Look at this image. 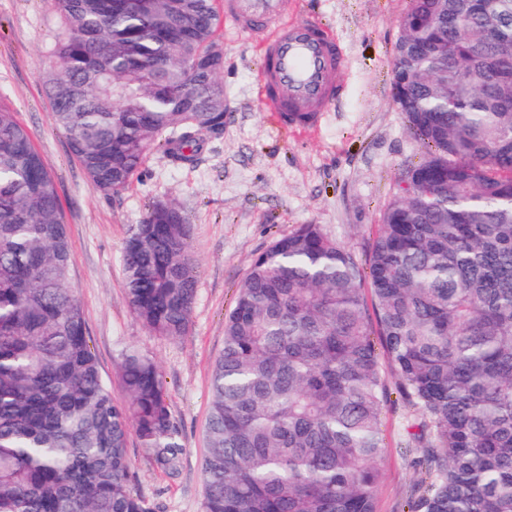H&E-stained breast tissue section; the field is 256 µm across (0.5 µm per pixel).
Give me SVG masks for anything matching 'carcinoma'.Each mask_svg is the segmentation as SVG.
I'll return each instance as SVG.
<instances>
[{"mask_svg": "<svg viewBox=\"0 0 512 512\" xmlns=\"http://www.w3.org/2000/svg\"><path fill=\"white\" fill-rule=\"evenodd\" d=\"M409 0L396 100L424 149L383 213L367 263L319 224L274 238L224 316L210 380L203 512H375L387 398L381 363L420 421L410 512H512V0ZM40 74L97 190L147 158L190 164L224 135L217 0H50ZM191 223L156 200L129 227L126 295L152 335H186ZM112 395L70 284L57 183L0 103V512H154L128 439L179 473L184 447L156 361L118 350Z\"/></svg>", "mask_w": 512, "mask_h": 512, "instance_id": "obj_1", "label": "carcinoma"}]
</instances>
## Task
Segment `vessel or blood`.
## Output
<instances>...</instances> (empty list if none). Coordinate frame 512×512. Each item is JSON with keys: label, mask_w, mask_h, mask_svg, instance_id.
<instances>
[{"label": "vessel or blood", "mask_w": 512, "mask_h": 512, "mask_svg": "<svg viewBox=\"0 0 512 512\" xmlns=\"http://www.w3.org/2000/svg\"><path fill=\"white\" fill-rule=\"evenodd\" d=\"M224 19L261 47L257 95L269 111L304 126L328 111L343 61L331 29L297 16L292 0H224Z\"/></svg>", "instance_id": "1"}]
</instances>
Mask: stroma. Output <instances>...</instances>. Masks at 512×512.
Masks as SVG:
<instances>
[{"label":"stroma","instance_id":"35a3bbf8","mask_svg":"<svg viewBox=\"0 0 512 512\" xmlns=\"http://www.w3.org/2000/svg\"><path fill=\"white\" fill-rule=\"evenodd\" d=\"M298 15L332 28L345 51L342 94L312 126L284 123L257 97L260 51L244 34L221 29L226 122L207 140L195 165L152 155L116 193L95 189L55 129L40 72L51 65L46 45L55 28L47 0H0V102L33 132L58 185L70 243L71 285L83 307L90 346L115 397L124 391L116 367L129 344L159 365L167 403L185 448L180 473L156 468L130 437L132 485L155 512H202L204 431L210 377L224 350V314L252 259L273 238L303 224L322 225L366 259L383 211L399 192L404 170L423 149L408 132L395 98L394 48L408 0H295ZM176 201L191 222L197 261L189 332L177 340L149 334L124 288L121 251L130 225L149 204ZM413 410L390 390L381 413L385 454L376 512H408L417 492L422 452L406 428Z\"/></svg>","mask_w":512,"mask_h":512}]
</instances>
